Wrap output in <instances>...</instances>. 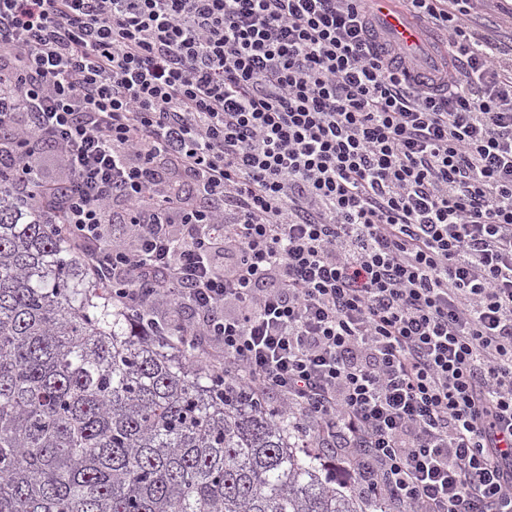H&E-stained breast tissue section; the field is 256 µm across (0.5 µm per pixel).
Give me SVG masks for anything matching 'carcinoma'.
Listing matches in <instances>:
<instances>
[{
    "mask_svg": "<svg viewBox=\"0 0 512 512\" xmlns=\"http://www.w3.org/2000/svg\"><path fill=\"white\" fill-rule=\"evenodd\" d=\"M0 167V512H358L295 417L112 303Z\"/></svg>",
    "mask_w": 512,
    "mask_h": 512,
    "instance_id": "carcinoma-1",
    "label": "carcinoma"
}]
</instances>
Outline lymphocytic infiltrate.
I'll list each match as a JSON object with an SVG mask.
<instances>
[{"label": "lymphocytic infiltrate", "instance_id": "obj_1", "mask_svg": "<svg viewBox=\"0 0 512 512\" xmlns=\"http://www.w3.org/2000/svg\"><path fill=\"white\" fill-rule=\"evenodd\" d=\"M369 0H0V139L120 305L405 512H512V41ZM66 162L42 180L39 150ZM371 5L392 28L395 44L400 47L411 46L418 42V28L413 21L397 6V0H371Z\"/></svg>", "mask_w": 512, "mask_h": 512}]
</instances>
